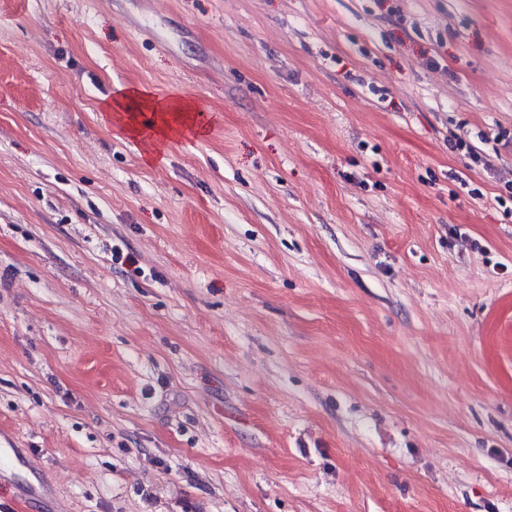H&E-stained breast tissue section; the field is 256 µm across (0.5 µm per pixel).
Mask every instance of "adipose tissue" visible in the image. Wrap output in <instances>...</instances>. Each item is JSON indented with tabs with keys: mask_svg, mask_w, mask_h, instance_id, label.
<instances>
[{
	"mask_svg": "<svg viewBox=\"0 0 512 512\" xmlns=\"http://www.w3.org/2000/svg\"><path fill=\"white\" fill-rule=\"evenodd\" d=\"M111 111L120 115L127 131L134 137L153 144L190 132H198L193 106L178 98L156 99L141 89L129 90L121 99L110 103ZM150 112V121H142L143 112Z\"/></svg>",
	"mask_w": 512,
	"mask_h": 512,
	"instance_id": "1",
	"label": "adipose tissue"
}]
</instances>
